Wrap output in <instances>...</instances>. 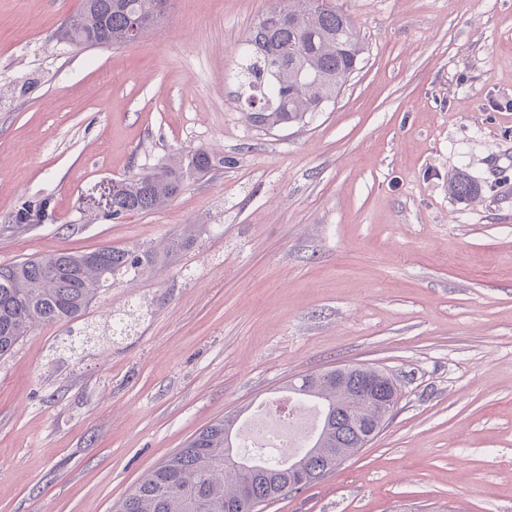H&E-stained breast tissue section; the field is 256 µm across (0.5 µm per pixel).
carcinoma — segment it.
<instances>
[{
  "mask_svg": "<svg viewBox=\"0 0 512 512\" xmlns=\"http://www.w3.org/2000/svg\"><path fill=\"white\" fill-rule=\"evenodd\" d=\"M169 0H82L62 31L63 38L85 48H112L126 44L131 23L144 28L161 22ZM278 17L262 15L253 26L240 63V98L248 121L269 130L300 124L322 111L335 99L357 69L365 47L348 14L333 0H278ZM224 159L199 148L170 159L157 171L126 178L112 188L108 216L152 211L181 191L192 174L205 175ZM460 200L478 196L480 187L464 174L449 182ZM47 203L26 205L13 216L16 224L40 222ZM155 253L101 246L92 251L64 252L0 266V356L10 353L21 338L37 325L66 327L68 336H79L78 325L89 305L112 280L136 275L152 265ZM322 402L346 401L336 385L316 384ZM225 417L196 434L189 443L145 474L121 501L115 512H255L256 501L271 492H294L282 465H266L269 476L252 478V497L243 498L238 488L246 475L224 462ZM324 455L344 448L359 451L356 435L346 430L322 438Z\"/></svg>",
  "mask_w": 512,
  "mask_h": 512,
  "instance_id": "1",
  "label": "carcinoma"
}]
</instances>
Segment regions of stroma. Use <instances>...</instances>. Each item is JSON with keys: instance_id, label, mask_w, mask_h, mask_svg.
I'll return each instance as SVG.
<instances>
[{"instance_id": "35a3bbf8", "label": "stroma", "mask_w": 512, "mask_h": 512, "mask_svg": "<svg viewBox=\"0 0 512 512\" xmlns=\"http://www.w3.org/2000/svg\"><path fill=\"white\" fill-rule=\"evenodd\" d=\"M272 2L172 0L84 49L61 35L82 0H0V265L160 252L76 353L37 326L0 357V512H114L214 421L356 364L401 387L383 430L265 512H512V0H336L360 64L266 131L235 73ZM198 148L222 165L108 218L113 184ZM460 171L481 196L449 194Z\"/></svg>"}]
</instances>
